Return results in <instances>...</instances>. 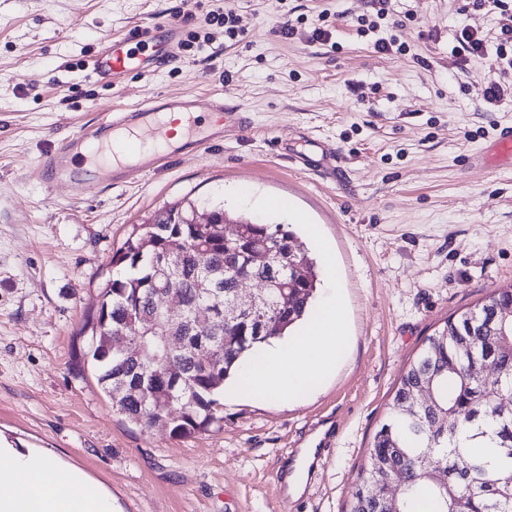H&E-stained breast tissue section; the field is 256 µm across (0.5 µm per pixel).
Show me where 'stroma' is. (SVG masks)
Returning a JSON list of instances; mask_svg holds the SVG:
<instances>
[{
	"instance_id": "obj_1",
	"label": "stroma",
	"mask_w": 512,
	"mask_h": 512,
	"mask_svg": "<svg viewBox=\"0 0 512 512\" xmlns=\"http://www.w3.org/2000/svg\"><path fill=\"white\" fill-rule=\"evenodd\" d=\"M247 31L110 84L82 65L135 24L176 22L182 0H0V443L39 448L80 470L115 512H349L369 447L405 368L451 316L512 286V167L467 165L512 122V70L456 57L467 23L496 36L476 0H228ZM329 11L333 45L310 38ZM405 45L381 52L360 18ZM296 28L292 39L276 31ZM499 84L496 103L485 88ZM207 92L248 129L160 171L130 172L93 195L29 171L79 125L119 102ZM335 148L331 183L290 165L277 141ZM282 211L238 202L240 188ZM286 224L312 258L331 249L349 336L334 375L292 400L225 390L222 422L188 439L144 430L112 407L88 354L87 321L119 272L134 226L182 198ZM316 225L311 238L308 225ZM301 448L325 454L289 497L276 476Z\"/></svg>"
}]
</instances>
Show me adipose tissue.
Masks as SVG:
<instances>
[{
	"instance_id": "adipose-tissue-1",
	"label": "adipose tissue",
	"mask_w": 512,
	"mask_h": 512,
	"mask_svg": "<svg viewBox=\"0 0 512 512\" xmlns=\"http://www.w3.org/2000/svg\"><path fill=\"white\" fill-rule=\"evenodd\" d=\"M341 304L328 298L313 326L246 360L241 381L267 398L293 395L329 372L346 337ZM0 512H112V500L96 483L53 457L0 446Z\"/></svg>"
}]
</instances>
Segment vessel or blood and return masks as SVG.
Masks as SVG:
<instances>
[{
    "label": "vessel or blood",
    "mask_w": 512,
    "mask_h": 512,
    "mask_svg": "<svg viewBox=\"0 0 512 512\" xmlns=\"http://www.w3.org/2000/svg\"><path fill=\"white\" fill-rule=\"evenodd\" d=\"M175 38L171 26L133 25L92 59L89 76L107 83L120 73L151 72L154 66L171 62ZM167 112L184 119L183 143L174 152L157 147L167 136L161 120ZM249 124L240 107L211 94H160L138 106L111 109L96 125H81L41 157L33 174L45 183L66 182L89 193L124 183L126 157L140 158L142 170L153 172L165 167L172 156L193 157ZM295 167L319 172L332 181L344 172L341 158L329 147L323 148L321 161L303 154Z\"/></svg>",
    "instance_id": "vessel-or-blood-1"
}]
</instances>
